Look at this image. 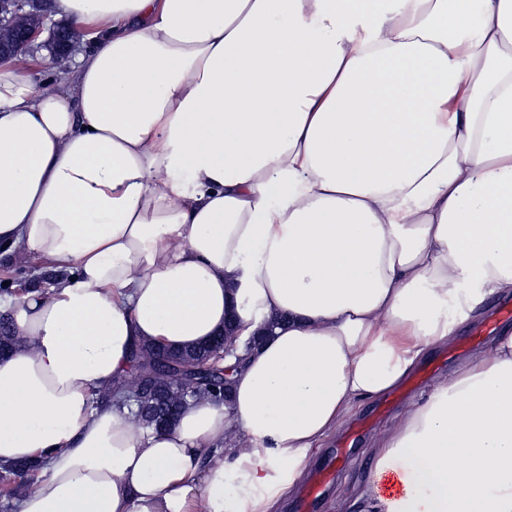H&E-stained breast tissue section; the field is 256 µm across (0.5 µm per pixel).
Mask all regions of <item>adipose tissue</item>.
Wrapping results in <instances>:
<instances>
[{"label":"adipose tissue","mask_w":512,"mask_h":512,"mask_svg":"<svg viewBox=\"0 0 512 512\" xmlns=\"http://www.w3.org/2000/svg\"><path fill=\"white\" fill-rule=\"evenodd\" d=\"M0 62V468L18 512H279L315 450L512 296V0H55ZM237 341L170 427L95 399L143 345ZM255 347H248L251 338ZM351 512H512V328L414 399ZM40 8V0H0V59L28 53L34 47L46 49L60 67L70 59L78 37L70 26L55 21L62 18H51L48 14L36 17ZM45 32L46 38L38 43ZM60 67L45 71L36 79L49 88H64L70 69L67 65L65 70Z\"/></svg>","instance_id":"adipose-tissue-1"}]
</instances>
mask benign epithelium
<instances>
[{
	"instance_id": "benign-epithelium-1",
	"label": "benign epithelium",
	"mask_w": 512,
	"mask_h": 512,
	"mask_svg": "<svg viewBox=\"0 0 512 512\" xmlns=\"http://www.w3.org/2000/svg\"><path fill=\"white\" fill-rule=\"evenodd\" d=\"M40 8L41 0H0V58L37 46L61 67L70 59L78 37L70 26L47 14L36 17Z\"/></svg>"
}]
</instances>
